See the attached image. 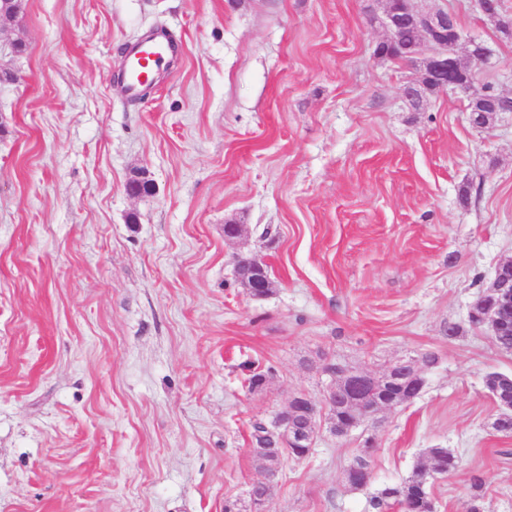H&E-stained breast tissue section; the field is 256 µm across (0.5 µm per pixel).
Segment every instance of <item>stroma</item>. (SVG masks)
I'll return each instance as SVG.
<instances>
[{
  "instance_id": "stroma-1",
  "label": "stroma",
  "mask_w": 512,
  "mask_h": 512,
  "mask_svg": "<svg viewBox=\"0 0 512 512\" xmlns=\"http://www.w3.org/2000/svg\"><path fill=\"white\" fill-rule=\"evenodd\" d=\"M415 4L482 41L477 87L512 98V37L475 0ZM384 10L23 0L0 19V512H224L262 476L252 422L321 398L323 360L380 375L426 350L423 392L320 431L265 512H372L435 447L459 458L436 512H464L476 474L485 512H512V436L484 385L512 353L468 321L512 259V112L478 130L464 94L402 99L420 66L374 56ZM160 29L176 49L129 97L125 51ZM139 176L152 194H128ZM239 253L266 261L270 295L242 287ZM253 368L272 372L254 392ZM367 451L364 448L360 449L349 466L345 470H350L348 475L345 476V481L350 487L358 489L366 487L372 478V456L374 452L373 443L369 440H365V445L368 446ZM350 467H356L352 469Z\"/></svg>"
}]
</instances>
